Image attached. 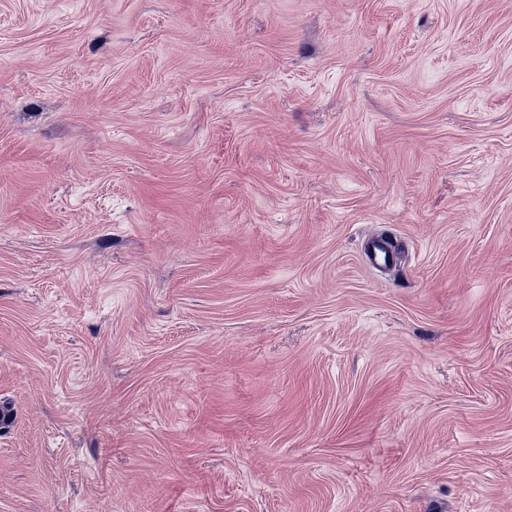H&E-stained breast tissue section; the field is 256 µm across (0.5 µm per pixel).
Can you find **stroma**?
<instances>
[{
	"instance_id": "35a3bbf8",
	"label": "stroma",
	"mask_w": 512,
	"mask_h": 512,
	"mask_svg": "<svg viewBox=\"0 0 512 512\" xmlns=\"http://www.w3.org/2000/svg\"><path fill=\"white\" fill-rule=\"evenodd\" d=\"M1 401L0 512H512V0H0ZM395 254V244L388 238L372 240L367 247V255L372 264L388 265L394 260Z\"/></svg>"
}]
</instances>
